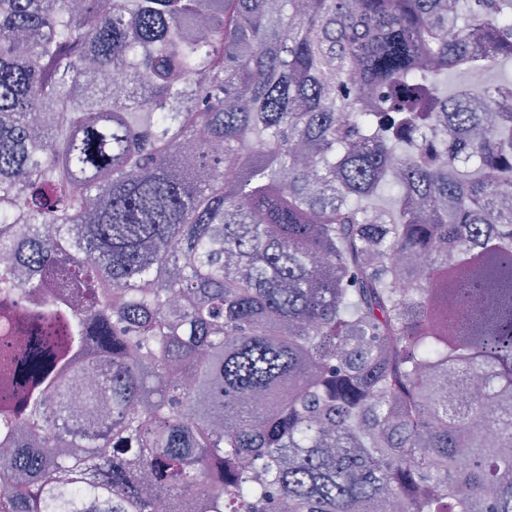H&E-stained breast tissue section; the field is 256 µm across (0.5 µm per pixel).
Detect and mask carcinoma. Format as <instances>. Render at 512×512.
Masks as SVG:
<instances>
[{"instance_id":"cac0c4a2","label":"carcinoma","mask_w":512,"mask_h":512,"mask_svg":"<svg viewBox=\"0 0 512 512\" xmlns=\"http://www.w3.org/2000/svg\"><path fill=\"white\" fill-rule=\"evenodd\" d=\"M507 59L512 0H0V512H512V81L443 89Z\"/></svg>"}]
</instances>
